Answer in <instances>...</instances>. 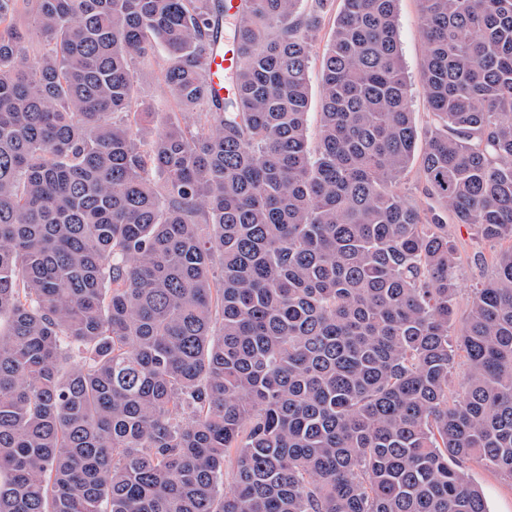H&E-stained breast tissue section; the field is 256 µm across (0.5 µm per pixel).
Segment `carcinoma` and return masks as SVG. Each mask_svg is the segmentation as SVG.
Listing matches in <instances>:
<instances>
[{"instance_id": "carcinoma-1", "label": "carcinoma", "mask_w": 512, "mask_h": 512, "mask_svg": "<svg viewBox=\"0 0 512 512\" xmlns=\"http://www.w3.org/2000/svg\"><path fill=\"white\" fill-rule=\"evenodd\" d=\"M303 2L241 0L218 100L224 0H0V512H489L466 462L512 478V0H418L423 140L398 0H341L314 146ZM156 41L192 126L140 123ZM450 223L511 242L455 337ZM238 67L236 45L218 38L207 60L208 92L218 99L231 97L236 90L234 80Z\"/></svg>"}]
</instances>
